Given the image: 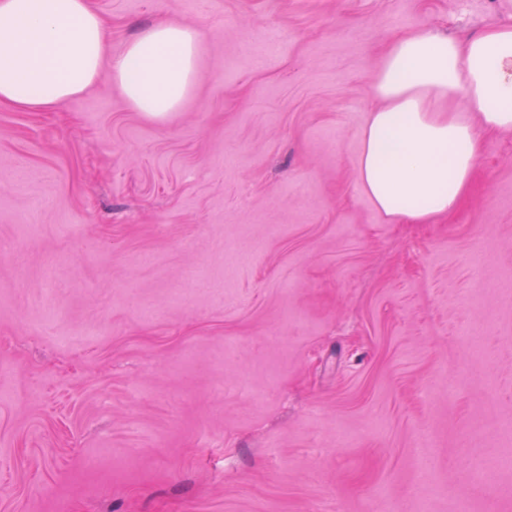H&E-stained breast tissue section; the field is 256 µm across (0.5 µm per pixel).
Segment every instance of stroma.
I'll list each match as a JSON object with an SVG mask.
<instances>
[{"label":"stroma","instance_id":"35a3bbf8","mask_svg":"<svg viewBox=\"0 0 512 512\" xmlns=\"http://www.w3.org/2000/svg\"><path fill=\"white\" fill-rule=\"evenodd\" d=\"M91 2L198 78L0 105V512H512V132L434 224L354 166L392 35L512 0ZM198 34L174 23H161L128 43L112 60V80L139 112L162 116L176 110L196 73Z\"/></svg>","mask_w":512,"mask_h":512}]
</instances>
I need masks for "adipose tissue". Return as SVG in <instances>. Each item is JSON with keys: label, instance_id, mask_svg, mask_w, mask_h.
<instances>
[{"label": "adipose tissue", "instance_id": "adipose-tissue-1", "mask_svg": "<svg viewBox=\"0 0 512 512\" xmlns=\"http://www.w3.org/2000/svg\"><path fill=\"white\" fill-rule=\"evenodd\" d=\"M90 0H0V104L57 109L103 69L138 111L176 110L196 73L198 34L161 23L107 60ZM361 133L358 186L389 221L430 224L471 195L488 136L512 130V24L460 42L427 29L396 32Z\"/></svg>", "mask_w": 512, "mask_h": 512}]
</instances>
